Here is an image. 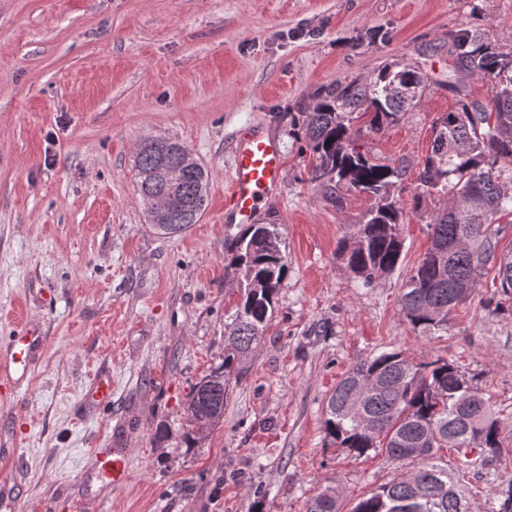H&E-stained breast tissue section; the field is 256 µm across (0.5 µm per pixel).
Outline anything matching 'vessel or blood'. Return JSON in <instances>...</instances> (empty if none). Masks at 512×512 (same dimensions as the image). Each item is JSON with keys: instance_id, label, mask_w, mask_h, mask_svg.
I'll list each match as a JSON object with an SVG mask.
<instances>
[{"instance_id": "vessel-or-blood-1", "label": "vessel or blood", "mask_w": 512, "mask_h": 512, "mask_svg": "<svg viewBox=\"0 0 512 512\" xmlns=\"http://www.w3.org/2000/svg\"><path fill=\"white\" fill-rule=\"evenodd\" d=\"M232 153L234 164L227 192L230 215L234 223L251 224L283 177L284 156L277 140L262 133L236 141ZM45 348V338L39 331L28 325L15 327L0 341V385L11 391L28 381ZM111 401L112 377L98 374L87 388L83 403L99 408ZM91 473L100 477L105 492L125 487L130 481L128 464L116 452L96 451Z\"/></svg>"}]
</instances>
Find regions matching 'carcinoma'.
<instances>
[{
	"label": "carcinoma",
	"mask_w": 512,
	"mask_h": 512,
	"mask_svg": "<svg viewBox=\"0 0 512 512\" xmlns=\"http://www.w3.org/2000/svg\"><path fill=\"white\" fill-rule=\"evenodd\" d=\"M453 65L439 84L456 98L454 110L436 120L431 151L419 168L417 188L445 199L430 215L431 242L410 271L400 305L410 324L424 332L448 329V319L476 289L478 272L498 268L503 294L512 295V255H499L491 225L512 214V51L504 52L478 29L448 32ZM487 83L490 96L471 95L469 81ZM430 75L419 65L392 61L368 79L320 86L291 116L292 135L309 153L310 181L332 199L346 189L374 198L364 220L338 246L345 270L364 285L398 268L403 252V213L393 189L407 166L381 159L357 144L354 123L378 133L419 104ZM179 168L166 223L153 228L176 235L199 222L206 209L209 176L187 160L186 147L149 142L135 159L143 200L161 192L160 167ZM275 224H249L229 245L232 270L243 288L235 313L224 323V361L192 387L185 405L188 447L195 448L224 417L232 376L238 375L262 338L288 274ZM325 438L361 456L370 451L413 467L354 502L348 512H466L465 475L497 468L503 448L498 412L479 393L474 378L454 362L437 358L413 364L401 352L374 354L336 383L323 411ZM464 448L477 449L468 458ZM488 512H512V481L491 494ZM340 492L328 487L308 500L306 512H341Z\"/></svg>",
	"instance_id": "cac0c4a2"
}]
</instances>
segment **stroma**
<instances>
[{
  "instance_id": "1",
  "label": "stroma",
  "mask_w": 512,
  "mask_h": 512,
  "mask_svg": "<svg viewBox=\"0 0 512 512\" xmlns=\"http://www.w3.org/2000/svg\"><path fill=\"white\" fill-rule=\"evenodd\" d=\"M487 30L512 47V0H0V337L30 322L45 353L19 402L0 397V432L16 447L0 478L20 475L10 512H305L323 488L346 501L399 472L381 456L327 441L323 404L357 361L381 351L443 357L500 411L505 460L472 471L473 512L512 480V297L485 268L444 332L405 318L399 297L430 243L442 198L412 179L433 123L454 107L448 32ZM376 43L352 49L365 32ZM419 63L435 82L422 102L360 142L405 160L401 265L364 287L341 266L340 241L372 201H332L309 181L290 112L322 85L365 79L387 62ZM277 138L282 182L262 209L278 225L288 275L272 319L224 403V422L190 448L192 386L224 359V322L240 296L224 270L242 230L224 221L234 141ZM148 138L186 145L210 174L198 224L157 234L137 193ZM112 376V402L81 394ZM120 448L130 483L82 495L89 456Z\"/></svg>"
}]
</instances>
